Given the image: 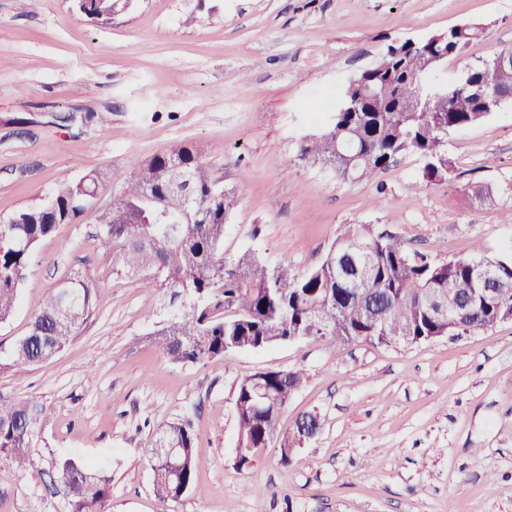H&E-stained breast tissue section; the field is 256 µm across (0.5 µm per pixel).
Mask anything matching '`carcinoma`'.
Here are the masks:
<instances>
[{
	"mask_svg": "<svg viewBox=\"0 0 512 512\" xmlns=\"http://www.w3.org/2000/svg\"><path fill=\"white\" fill-rule=\"evenodd\" d=\"M127 6V0L92 2L84 5L85 17L107 25L110 14ZM484 34L481 25L450 26L414 47L407 42L388 46L343 92L345 97L358 94L364 81L376 85L369 111L335 113L328 128L302 141L298 159L321 162L344 180L360 181L415 153L425 179L445 176L450 170L445 137L487 117L472 97L471 84L512 93V67L472 66L433 94L425 90L424 77L435 55L445 51L450 59L460 58ZM420 97L425 104L418 108ZM100 184L94 171L79 180L63 175L46 204L18 211L17 224H0V323L14 313L39 242L56 225L75 220ZM238 203L236 194L213 183L197 148L177 144L135 164L121 198L101 216L99 239L112 250V273L150 279L172 306L192 301L189 310L155 322L152 332L174 364L269 347L293 336H321L340 344L421 343L441 335L450 314L465 307L468 314L455 321V336L512 317V260L479 254L437 263L373 224L349 228L304 274L286 265L271 267L248 251L228 260L224 217ZM192 206L203 218L191 224L187 211ZM101 280L94 274L76 276L49 291L29 334L0 359V371L34 366L61 352L92 312ZM485 288L498 289L497 302L484 297ZM303 379L300 370L267 371L258 385L248 378L240 383L235 400L239 467H250L258 450L272 443L286 464L302 440L314 437L297 427L279 430L280 413ZM35 422L30 405L0 401V451L20 466L27 463ZM196 441L185 419L168 423L151 441L152 487L161 504L179 500L192 488L201 466ZM168 448L174 449L173 466ZM53 478L65 488L69 512H109L108 470L65 459L55 465Z\"/></svg>",
	"mask_w": 512,
	"mask_h": 512,
	"instance_id": "carcinoma-1",
	"label": "carcinoma"
}]
</instances>
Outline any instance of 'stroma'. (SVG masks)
I'll return each mask as SVG.
<instances>
[{
	"label": "stroma",
	"mask_w": 512,
	"mask_h": 512,
	"mask_svg": "<svg viewBox=\"0 0 512 512\" xmlns=\"http://www.w3.org/2000/svg\"><path fill=\"white\" fill-rule=\"evenodd\" d=\"M456 24L486 34L437 80L512 48V0H131L105 26L72 0H0V224L45 203L63 175L101 172L97 203L109 204L133 162L188 143L239 197L226 258L252 251L303 273L350 225L374 224L436 262L478 251L512 259L510 104L449 133L442 181L427 182L412 153L363 182L297 157L389 45ZM84 112L109 120L58 123ZM476 185L491 201L472 200ZM97 227L90 210L38 245L0 323V354L62 278L110 269ZM150 312H172L160 288L110 274L62 352L0 372V399L43 409L28 464L0 453V512H68L46 477L67 458L109 470V512H512V320L408 345L301 338L182 366L155 341ZM287 370L304 381L281 429L307 413L320 428L289 463L269 447L238 468L237 388ZM183 417L202 465L165 506L151 490L149 443Z\"/></svg>",
	"instance_id": "1"
}]
</instances>
